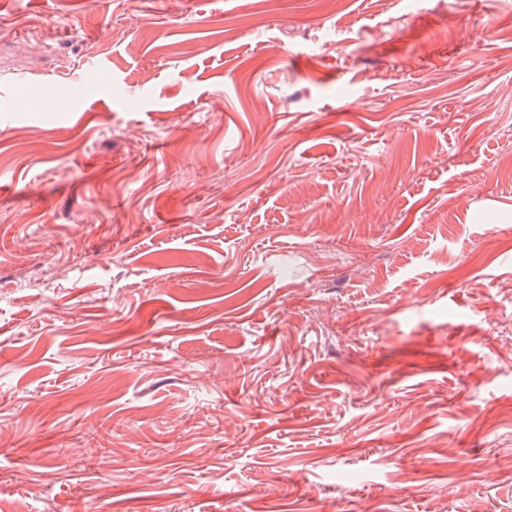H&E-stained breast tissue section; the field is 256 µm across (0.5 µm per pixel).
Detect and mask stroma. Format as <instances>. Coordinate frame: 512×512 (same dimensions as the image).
Returning a JSON list of instances; mask_svg holds the SVG:
<instances>
[{"instance_id": "obj_1", "label": "stroma", "mask_w": 512, "mask_h": 512, "mask_svg": "<svg viewBox=\"0 0 512 512\" xmlns=\"http://www.w3.org/2000/svg\"><path fill=\"white\" fill-rule=\"evenodd\" d=\"M0 512H512V0H0Z\"/></svg>"}]
</instances>
